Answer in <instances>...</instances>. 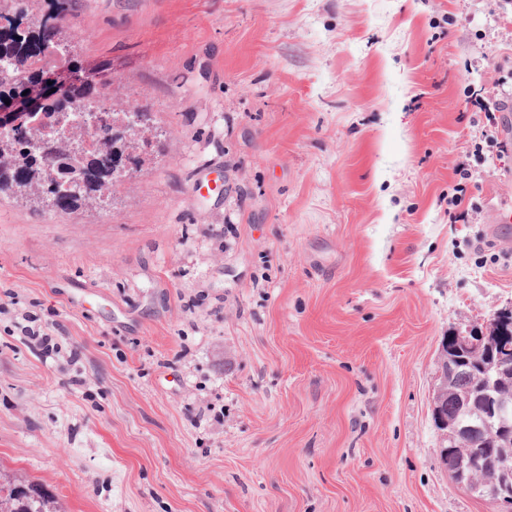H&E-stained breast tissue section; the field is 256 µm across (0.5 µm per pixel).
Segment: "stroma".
<instances>
[{
    "instance_id": "stroma-1",
    "label": "stroma",
    "mask_w": 512,
    "mask_h": 512,
    "mask_svg": "<svg viewBox=\"0 0 512 512\" xmlns=\"http://www.w3.org/2000/svg\"><path fill=\"white\" fill-rule=\"evenodd\" d=\"M165 150L112 204L0 193V479L59 512H497L437 456L439 346L512 307V0H69ZM44 315L54 350L19 327ZM502 100H498L494 97L489 98L487 101L479 103V112L484 113L486 122H483L482 140L485 143V147L489 149H496L497 152H504L502 146L498 142L496 134V116L494 112H502ZM469 167V163L461 162L455 169V175L459 176V180L453 187V192L448 193V220L452 224H456L459 221H467L470 215L469 211H473V203L470 205V210L464 206L468 184L472 177Z\"/></svg>"
}]
</instances>
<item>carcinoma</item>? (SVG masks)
<instances>
[{"label":"carcinoma","mask_w":512,"mask_h":512,"mask_svg":"<svg viewBox=\"0 0 512 512\" xmlns=\"http://www.w3.org/2000/svg\"><path fill=\"white\" fill-rule=\"evenodd\" d=\"M10 2L12 7L6 12L0 11V60L10 61V73L0 78V98L12 97L22 93L28 82L36 79L37 74L27 72L19 75V69L32 56L53 45V39H62L66 26L70 25L68 0H55V6L43 19L34 21V28L28 35L18 40L15 31L23 20L27 19L28 8L20 7L26 0H0ZM101 111L107 107L105 101L97 98L94 84L84 80L76 86L60 87L44 111L52 120L61 125L74 120L77 113L88 107ZM14 150L12 160L3 163L0 169V193L11 191L32 180L39 183L42 196L34 200L44 209L53 212L72 211L83 204L84 197L93 193L100 197H113L116 187V174L112 173V155H102L99 150H86L83 142L76 141L75 151L84 153L82 186L75 194L62 196L54 185V162L47 152L32 150L28 134L18 130L8 138ZM160 149L159 135L143 136L136 140L137 153L126 174L132 175L141 170V157ZM448 393L443 402V411L448 419L469 424L479 416L477 399L481 393L482 374L475 366L464 365L448 374ZM483 448L494 456L500 452L497 434L481 432L475 440L467 441V446L459 448L465 453L468 447ZM52 497L40 486L29 482L0 484V512H55L51 508Z\"/></svg>","instance_id":"obj_1"}]
</instances>
